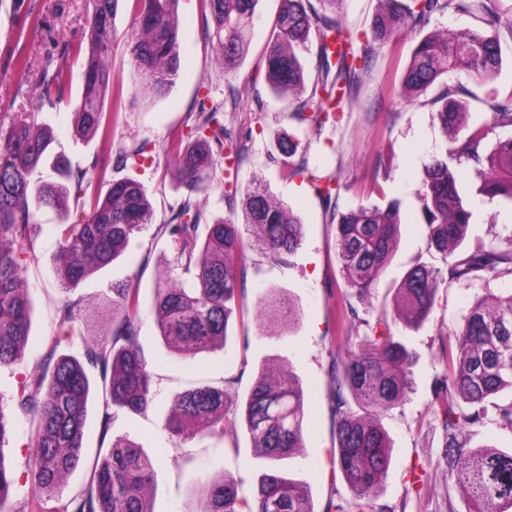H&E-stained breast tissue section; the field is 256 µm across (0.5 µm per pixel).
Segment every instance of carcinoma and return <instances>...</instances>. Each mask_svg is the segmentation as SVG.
I'll use <instances>...</instances> for the list:
<instances>
[{
    "mask_svg": "<svg viewBox=\"0 0 512 512\" xmlns=\"http://www.w3.org/2000/svg\"><path fill=\"white\" fill-rule=\"evenodd\" d=\"M122 0H88L84 39L71 51L84 57L81 102L74 112L76 132L100 136L107 153L121 165L153 159L144 141L112 149V135L102 124L103 103L112 71L114 21ZM179 0H132L133 24L127 34L131 63L144 94L167 95L178 78ZM213 20L208 32L224 63L227 78L248 49L247 32L259 0H204ZM343 0H281L273 36L266 51V80L277 96L305 83L301 54L316 42L318 73L310 95L298 106L297 118L320 127L332 112L350 100L360 75L370 64L371 51L394 39L425 28L446 12L472 15L482 28L451 34L430 33L415 46L400 77L401 98L413 100L459 71L474 83L494 78L501 63L502 33L512 37V4L504 0H379L370 26V42L354 46V36L339 17ZM70 72L62 62L43 77L40 100L60 99ZM458 90L444 87L437 111L447 146L427 165L420 200L426 217L428 244L442 255L445 268L415 265L405 274L391 309L383 310L358 347L336 353L330 364V403L335 420L333 464L351 497L329 504L334 512H394L376 509L374 493L391 463L390 438L382 417L399 407L412 392L416 354L392 326H419L433 311L441 286L474 279L487 282L512 277V239L478 241L461 250L471 224V212L461 194L452 163H471L480 178V191L512 204V136L485 150L497 128L512 127V95L485 101L492 123L469 125L467 104ZM224 104L202 98L194 124L185 133L170 135L168 151L178 161L179 180L197 193L217 176L223 164L224 139L229 136L222 116ZM53 140L49 130L19 117L0 124V365L22 361L31 325V304L25 267L20 259L34 253L35 212L49 208L68 218L69 194L82 218L59 225L55 264L62 288L77 287L128 247L133 236L154 221L142 183L132 178L112 182L106 195L96 190L94 175L61 161L59 180L34 185L30 176L44 161ZM281 174L311 180L331 223L336 225L340 273L344 288L361 301L372 298L399 244L401 225L397 202L385 208L359 203L340 210L341 186L335 176H316L307 161L297 160L291 138L278 142ZM202 212L186 198L165 225L173 264L192 276L186 286L173 282L155 289L151 311L159 336L179 357H190L227 338L243 284L247 249L281 260L300 246L303 224L284 204L273 199L256 178L243 199L242 223L255 229L247 243L238 223L220 220L208 225L199 240ZM107 297L112 309L107 341L83 339V358L61 354L58 345L45 349L22 382L17 405L32 417L34 452L27 462L32 497L18 508L7 503L14 485V466L3 452L13 432V420L0 397V512H152L149 492L153 462L128 437L112 440L110 449L91 468L85 487L62 500L67 477L79 466L84 449L89 369L99 371L105 387L106 410L101 434L107 435L117 412H145L153 400L154 374L142 342L144 309L137 276L112 284ZM61 320L72 324L80 316L78 302L66 298L58 306ZM260 313L288 318L284 299L264 300ZM442 376L434 389L431 410L444 435L442 460L450 479L470 505L469 512H509L512 509V449L470 446V428L491 403L502 425L512 429V294L491 289L475 297L468 313L448 330L442 345ZM244 424L255 455L270 462L261 474L249 512H315L305 489L287 478L276 463L301 447L305 397L298 376L282 368L263 369L245 403L222 388L201 386L176 395L165 423L181 443L199 435L223 438L236 431L237 415ZM197 512H241L235 478L226 473L199 490Z\"/></svg>",
    "mask_w": 512,
    "mask_h": 512,
    "instance_id": "cac0c4a2",
    "label": "carcinoma"
}]
</instances>
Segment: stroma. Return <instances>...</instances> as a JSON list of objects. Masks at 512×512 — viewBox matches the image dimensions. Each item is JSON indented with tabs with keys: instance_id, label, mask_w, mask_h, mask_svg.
<instances>
[{
	"instance_id": "stroma-1",
	"label": "stroma",
	"mask_w": 512,
	"mask_h": 512,
	"mask_svg": "<svg viewBox=\"0 0 512 512\" xmlns=\"http://www.w3.org/2000/svg\"><path fill=\"white\" fill-rule=\"evenodd\" d=\"M278 5L279 0H260L250 49L230 82L207 35L212 21L202 0H180L179 76L170 93L156 99L136 89L137 76L125 38L132 25L131 7L126 2L120 5L112 61L115 83L104 99L103 111L114 146L144 140L154 145L152 164L138 168L117 165L99 138H82L75 133L74 112L80 102L83 68L81 58L68 55L67 50L85 35L86 0H0V121L7 123L26 113L39 126L50 128L51 155H65L93 170L100 192H107L117 179L139 180L152 203L155 222L153 229L133 238L118 259L73 291V299L81 302L88 315L75 323V336L69 341L57 311L61 283L52 261L61 218L50 209L36 213L35 258L28 261L25 271L32 305L30 336L22 363L0 366L1 394H16L53 340H60L61 352L78 354L83 338L102 334V299L112 283L138 275L141 297L148 301L156 284L176 277L169 238L155 232L156 225L167 223L186 197L166 146L170 133L192 124L204 95L226 102L224 125L233 137L243 140L247 157L239 168L225 169L204 191L195 194L203 224L222 218L240 219L241 193L256 175L265 179L271 195L286 204L303 224L301 244L289 263L249 252L245 288L224 344L191 359L178 357L164 346L154 317L145 316L144 352L154 372V400L146 413L119 414L109 431H101L103 387L100 378H93L85 432L88 452H98L105 434L134 439L155 463L153 512H194L198 488L227 473L236 479L240 499L252 500L267 463L254 456L245 429L221 440L204 437L182 444L169 436L164 423L176 394L212 385L243 399L264 366L290 367L299 376L305 394L302 446L281 462V469L307 487L315 512H326L330 502L349 498L347 486L331 464L335 437L329 398L330 361L336 351L358 345L368 324L392 305L395 288L413 265H444L441 255L428 248L419 200L425 165L444 149V135L436 117L441 88L433 86L412 102L400 101L392 93L418 34L376 48L373 67L363 77L355 99L317 130L295 119L297 98L273 95L265 79L264 48L273 34ZM501 46V66L492 81L476 84L455 73L445 78L448 85L462 87L461 98L468 102L470 119L477 125L491 120L484 100L512 95V39H502ZM63 57L68 60L70 83L56 105L41 104L37 98L40 77L45 68ZM286 134L297 142L299 156L305 157L311 168L338 174L343 185L340 207L360 202L383 206L392 199L400 203L399 246L371 303L357 304L356 317L346 322L339 319L347 299L337 262L336 227L326 220L312 187L280 176L277 142ZM478 185L473 167H461L458 186L472 211L469 242L512 236V204L489 200L479 194ZM487 285L496 294H512V277L489 284L474 280L442 287L439 303L428 319L420 328L406 331L408 342L419 355L415 390L383 419L392 460L376 491L375 507L388 505L395 512H468L462 497L448 491L450 480L441 460L444 439L429 403L441 373V338ZM272 288L290 297L295 311L291 322L259 315V302ZM13 418L14 432L5 453L16 468L10 503L17 507L32 496L25 463L33 453V441L30 417L17 412ZM414 469L424 473L415 485L409 482Z\"/></svg>"
}]
</instances>
